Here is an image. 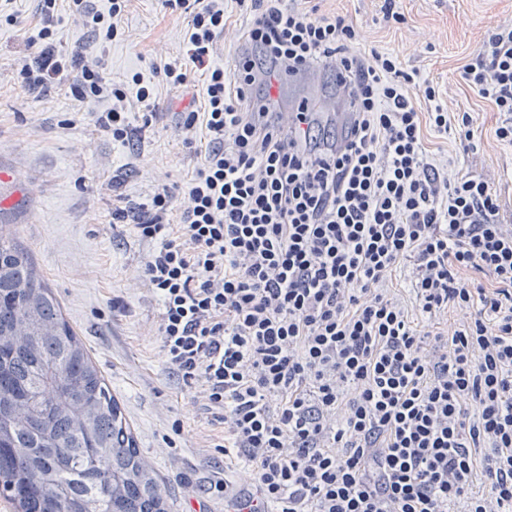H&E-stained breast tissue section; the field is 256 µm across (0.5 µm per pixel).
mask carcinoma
I'll return each mask as SVG.
<instances>
[{
    "label": "carcinoma",
    "instance_id": "1",
    "mask_svg": "<svg viewBox=\"0 0 512 512\" xmlns=\"http://www.w3.org/2000/svg\"><path fill=\"white\" fill-rule=\"evenodd\" d=\"M0 495L15 512H168L52 288L18 237L1 231Z\"/></svg>",
    "mask_w": 512,
    "mask_h": 512
}]
</instances>
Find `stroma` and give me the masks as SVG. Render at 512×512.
<instances>
[{
	"label": "stroma",
	"instance_id": "1",
	"mask_svg": "<svg viewBox=\"0 0 512 512\" xmlns=\"http://www.w3.org/2000/svg\"><path fill=\"white\" fill-rule=\"evenodd\" d=\"M382 5L325 0L322 10L352 20L364 49L397 54L447 89L449 110L474 114L481 139L476 154H464L458 140L431 131L428 144L442 148L456 168L494 176L512 203V147L495 139L499 114L460 78L488 27L512 16V0H404L406 20L397 28L384 23ZM0 12L17 18L0 26V222L17 234L54 289L165 488L169 512H195L200 505L206 512H234L236 495L251 485L216 446L222 426L193 406L191 391L163 363L159 305L139 278L151 245L132 225L113 223L108 188L119 177L126 194L140 201L159 183L188 181L198 162L183 144L180 123L182 113L205 108L203 76L181 93L152 72L153 64L183 57L187 20L163 0H130L127 38L103 52L86 28L63 17L59 50L105 56L114 83L126 86L134 134L121 146L97 133L92 114L72 97L77 73L43 98L14 83L13 69L32 51L28 38L39 23L40 2L0 0ZM135 74L154 88L157 113L148 125L130 83ZM276 94L286 111L304 101L322 112L340 107L335 79L324 69L304 73ZM217 482L225 492H212Z\"/></svg>",
	"mask_w": 512,
	"mask_h": 512
}]
</instances>
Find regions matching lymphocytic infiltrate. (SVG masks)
I'll list each match as a JSON object with an SVG mask.
<instances>
[{
	"label": "lymphocytic infiltrate",
	"mask_w": 512,
	"mask_h": 512,
	"mask_svg": "<svg viewBox=\"0 0 512 512\" xmlns=\"http://www.w3.org/2000/svg\"><path fill=\"white\" fill-rule=\"evenodd\" d=\"M40 2L39 49L14 81L45 96L78 72L72 96L126 143L124 89L102 62L59 51L58 0ZM104 2L68 8L110 44L129 0ZM319 2L164 0L187 17L188 59L154 72L183 91L203 70L205 110L182 123L201 162L142 202L110 189L113 222L153 245L140 279L160 305L165 367L201 389L225 457L252 477L236 512H512V208L426 142L452 131L477 152L472 113L449 111L393 54L362 52ZM233 14L245 27L228 68L216 38ZM319 67L344 74L334 133L304 103L282 117L272 95L282 72ZM461 78L512 145V18ZM407 267L400 297L389 283Z\"/></svg>",
	"instance_id": "obj_1"
}]
</instances>
